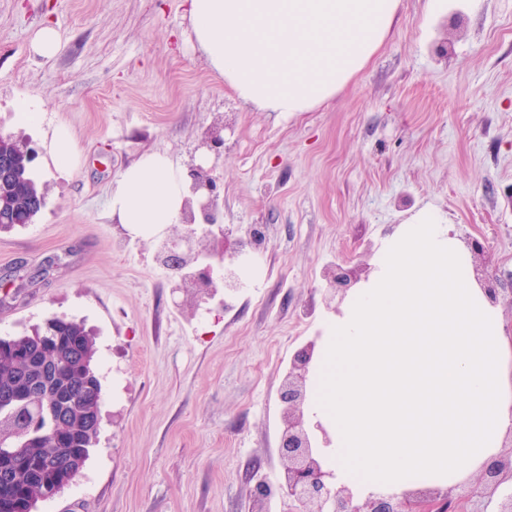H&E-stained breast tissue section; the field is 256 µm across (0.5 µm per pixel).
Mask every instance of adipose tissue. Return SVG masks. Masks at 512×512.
Returning a JSON list of instances; mask_svg holds the SVG:
<instances>
[{
	"label": "adipose tissue",
	"mask_w": 512,
	"mask_h": 512,
	"mask_svg": "<svg viewBox=\"0 0 512 512\" xmlns=\"http://www.w3.org/2000/svg\"><path fill=\"white\" fill-rule=\"evenodd\" d=\"M191 34L244 104L291 115L329 103L388 36L399 0H186ZM186 169L163 149L113 181L108 210L148 239L181 223ZM306 417L333 434L319 456L359 496L453 489L512 430V325L478 284L437 209L385 237L372 273L328 318Z\"/></svg>",
	"instance_id": "1"
}]
</instances>
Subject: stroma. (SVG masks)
I'll use <instances>...</instances> for the list:
<instances>
[{"mask_svg":"<svg viewBox=\"0 0 512 512\" xmlns=\"http://www.w3.org/2000/svg\"><path fill=\"white\" fill-rule=\"evenodd\" d=\"M53 26L63 48L36 56ZM447 42V55L435 48ZM39 97L82 162L45 163V128L14 122ZM225 127L213 172L223 223L260 224L259 274L232 303L196 301L108 213L112 181L143 152L188 164ZM37 156L46 204L0 232V336L84 321L102 383L98 438L80 475L39 512H288L277 486L278 390L318 340L324 272L370 263L421 208L440 210L512 322V0H400L390 35L326 105L285 116L243 104L189 40L184 0H0V135Z\"/></svg>","mask_w":512,"mask_h":512,"instance_id":"1","label":"stroma"}]
</instances>
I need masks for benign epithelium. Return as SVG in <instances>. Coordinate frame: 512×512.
Masks as SVG:
<instances>
[{"mask_svg":"<svg viewBox=\"0 0 512 512\" xmlns=\"http://www.w3.org/2000/svg\"><path fill=\"white\" fill-rule=\"evenodd\" d=\"M191 198L185 214L186 231L165 239L159 255L172 269H183L197 263L200 255L224 258V276L214 280L211 265L206 264L192 273L199 298L213 295V289H224L232 297L239 287L238 266L241 257L265 242L260 227L246 228L224 225V247L217 252L206 236L199 234L196 220L212 226L218 221V185L203 166L191 163L187 168ZM326 287L323 302L326 308L339 311L347 290L359 279V273L341 266L329 268L324 274ZM311 342L293 355L291 367L279 389L283 429L279 438V453L285 462L284 479L275 489L288 501V512H512V444L500 452L463 495L448 493L427 496L426 505L416 509L413 494H370L358 497L346 486H335L330 473L323 469L314 442H331V433L321 423L307 420L304 404L307 398V375L314 355ZM270 486L259 484L256 494L267 498L273 494Z\"/></svg>","mask_w":512,"mask_h":512,"instance_id":"benign-epithelium-1","label":"benign epithelium"}]
</instances>
